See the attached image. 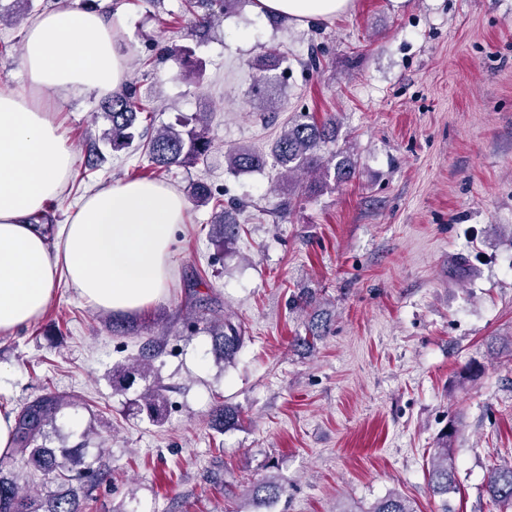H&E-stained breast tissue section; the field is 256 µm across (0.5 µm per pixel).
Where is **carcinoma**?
<instances>
[{
  "instance_id": "obj_1",
  "label": "carcinoma",
  "mask_w": 512,
  "mask_h": 512,
  "mask_svg": "<svg viewBox=\"0 0 512 512\" xmlns=\"http://www.w3.org/2000/svg\"><path fill=\"white\" fill-rule=\"evenodd\" d=\"M241 0H187L189 10H201L198 26L205 29L221 16L238 6ZM277 55L267 51L256 59L252 68L261 72L254 83L256 90L268 82L265 72L276 65ZM103 116L109 122L105 139L114 149L123 148L132 143L139 119L146 107L137 97L132 85L113 94L101 102ZM146 136L144 144L148 161L159 171H166L172 166H182L205 156L210 142L204 135L202 127L189 130H176L171 127L152 129ZM336 121L333 118L317 123L306 115H301L291 122L282 133L272 150V157L284 174L292 175L296 171L307 173L319 172L326 176L337 173L341 180L350 181L355 177V169L348 161L331 164L321 150L324 144L335 140ZM230 167L235 171H252L267 164L266 156L250 149H238L229 156ZM215 217L216 224L224 241L234 239L239 233V224L231 216V211L220 208ZM329 320L323 314L311 317L307 332L309 338L302 339V345H309V339L318 340L328 330ZM212 346L216 354L227 362L235 360L246 340L241 324L227 318L212 329ZM66 404V398L57 394H48L34 400L20 415L14 438V448L10 456L22 462L27 473L37 476L47 483H53L62 491L38 500L22 491L19 477L0 473V512H84L80 502L79 491L89 483L97 480L101 469L91 465L80 468L72 453L67 448H48L40 443L46 437L45 428L54 424L56 416ZM213 427L224 429L234 426L239 421V412L230 405H217L209 413ZM455 430L448 428L440 434L436 447L432 449L431 465L428 469V487L433 496L439 497L440 512H453L448 502V493L455 489V449L452 441ZM285 488L273 478L258 480L251 485L252 498L265 503L279 499ZM484 492L493 503L502 509L512 507V464H494L488 471ZM343 512H416L406 498L390 493L368 508L345 509Z\"/></svg>"
}]
</instances>
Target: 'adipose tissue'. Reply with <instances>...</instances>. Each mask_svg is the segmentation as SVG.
Returning <instances> with one entry per match:
<instances>
[{
    "label": "adipose tissue",
    "instance_id": "obj_1",
    "mask_svg": "<svg viewBox=\"0 0 512 512\" xmlns=\"http://www.w3.org/2000/svg\"><path fill=\"white\" fill-rule=\"evenodd\" d=\"M351 0H257L258 12L300 21L331 19ZM24 67L46 94H106L126 77L125 56L94 11L58 8L27 27ZM74 156L54 116L39 102L0 88V335L36 322L59 278L77 297L115 313L139 312L166 291L175 228L186 202L171 186L132 180L85 196L48 238L35 217L61 201Z\"/></svg>",
    "mask_w": 512,
    "mask_h": 512
}]
</instances>
